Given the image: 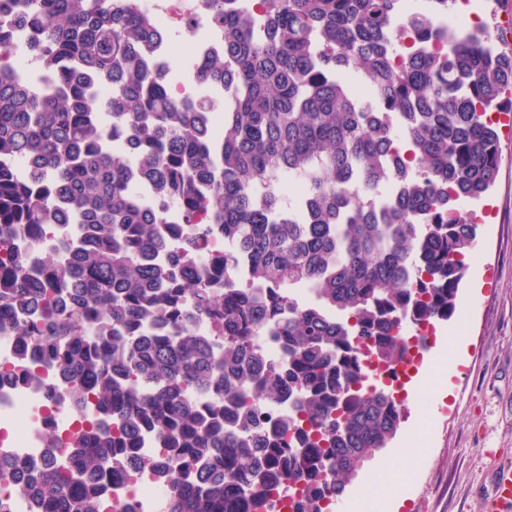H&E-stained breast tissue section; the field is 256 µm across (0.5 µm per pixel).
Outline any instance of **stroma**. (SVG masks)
Masks as SVG:
<instances>
[{
	"label": "stroma",
	"mask_w": 512,
	"mask_h": 512,
	"mask_svg": "<svg viewBox=\"0 0 512 512\" xmlns=\"http://www.w3.org/2000/svg\"><path fill=\"white\" fill-rule=\"evenodd\" d=\"M502 164L491 194L477 209L484 218L460 291L455 317L439 323L417 374L405 385L408 411L397 438L358 470L343 495L358 512L367 493L375 512H493L497 472L512 466V128L500 129ZM458 332L460 347L448 344ZM454 359L445 378L433 366ZM427 426L425 446L415 434ZM413 451L411 463L398 449ZM386 477L374 486L373 474Z\"/></svg>",
	"instance_id": "stroma-1"
}]
</instances>
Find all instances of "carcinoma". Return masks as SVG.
<instances>
[{
	"label": "carcinoma",
	"mask_w": 512,
	"mask_h": 512,
	"mask_svg": "<svg viewBox=\"0 0 512 512\" xmlns=\"http://www.w3.org/2000/svg\"><path fill=\"white\" fill-rule=\"evenodd\" d=\"M13 2L0 12V321L78 409L94 397L88 426L49 433L40 472L14 456L17 495L38 512H102L100 480L149 466L170 486L162 512H262L284 480L299 485L294 512H325L404 422L397 390L371 376L423 350L417 326L456 312L477 237L459 207L498 175L487 114L512 90V53L481 28L437 51L425 16L395 21L399 0H255L258 38L252 15L216 0L224 49L199 85L232 91L217 138L210 97H177L155 66L161 32L135 0ZM17 26L31 31L33 82L15 73ZM349 76L380 111L359 107ZM286 174L303 194L258 190ZM142 183L181 223L163 224ZM59 208L73 233L34 275L11 237L24 226L40 240ZM185 224L221 226L233 249L201 270L188 238L155 260ZM241 260L268 294L210 287ZM200 319L223 342L198 334ZM265 331L287 370L257 352ZM285 387L299 393L295 448L263 424ZM146 432L162 459L145 455Z\"/></svg>",
	"instance_id": "1"
}]
</instances>
